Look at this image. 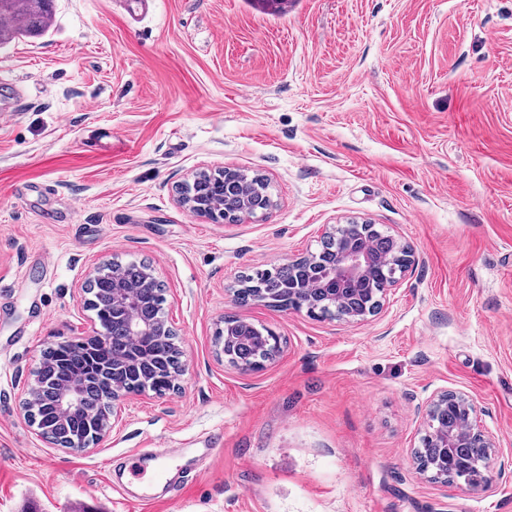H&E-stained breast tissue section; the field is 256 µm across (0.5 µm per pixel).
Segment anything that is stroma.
<instances>
[{"mask_svg": "<svg viewBox=\"0 0 512 512\" xmlns=\"http://www.w3.org/2000/svg\"><path fill=\"white\" fill-rule=\"evenodd\" d=\"M8 81L0 512H512V0H157L136 21L55 0L44 35L0 50V111ZM227 165L266 176L275 208L179 206ZM352 218L416 253L378 315L233 301ZM112 259L152 267L186 374L69 452L25 403L43 350L89 331L83 285ZM225 317L270 329L274 359L220 357ZM447 391L498 443L491 491L416 469L419 412ZM133 459L166 470L152 501ZM249 198H250V194H244L241 197V203L243 204V208H244L243 214L235 215V214L226 213L224 215V217H222V209H220L219 211H212V213H206L204 211L197 210L196 209L197 207L194 204V202L190 199V197L188 195H186L184 193L178 197V202L181 204L182 207H184L187 210V212L189 214H191L194 217L206 218L208 220L219 222V221H226V220H228V221L235 220L237 218H240L241 216H250L247 213V209H246V206L249 204Z\"/></svg>", "mask_w": 512, "mask_h": 512, "instance_id": "1", "label": "stroma"}]
</instances>
